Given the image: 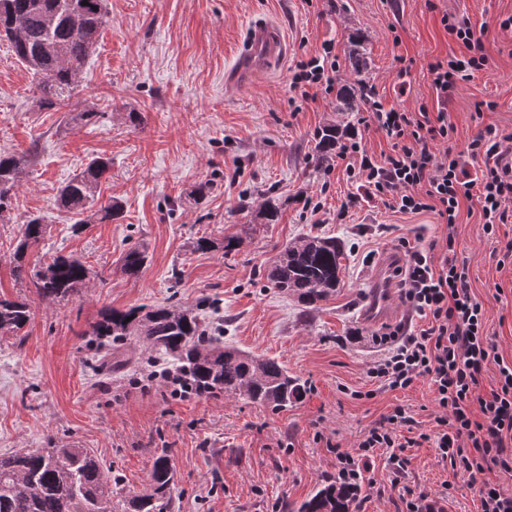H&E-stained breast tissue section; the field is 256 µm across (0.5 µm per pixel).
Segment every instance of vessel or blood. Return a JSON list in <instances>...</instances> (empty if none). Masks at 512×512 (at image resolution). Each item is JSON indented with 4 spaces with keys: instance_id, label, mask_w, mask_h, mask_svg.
<instances>
[{
    "instance_id": "1",
    "label": "vessel or blood",
    "mask_w": 512,
    "mask_h": 512,
    "mask_svg": "<svg viewBox=\"0 0 512 512\" xmlns=\"http://www.w3.org/2000/svg\"><path fill=\"white\" fill-rule=\"evenodd\" d=\"M288 53V44L272 22L254 23L237 50L236 64L225 76L232 87L249 84L253 78L273 71Z\"/></svg>"
}]
</instances>
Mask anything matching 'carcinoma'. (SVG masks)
<instances>
[{
    "label": "carcinoma",
    "instance_id": "carcinoma-1",
    "mask_svg": "<svg viewBox=\"0 0 512 512\" xmlns=\"http://www.w3.org/2000/svg\"><path fill=\"white\" fill-rule=\"evenodd\" d=\"M110 22L106 0H0V38H5L16 59L31 71L39 104L54 109L75 94L81 69ZM365 82L336 86V99L345 109L357 106ZM347 130L327 123L317 130L316 155L320 164H331ZM24 160L0 152V213L9 209L11 192L22 173ZM111 161L95 158L86 169L60 189L56 205L88 219L110 221L122 213V204L111 200L97 206V189L109 173ZM47 224L38 215L21 226L14 252L15 271L23 273L29 246L46 234ZM345 251L334 237L305 236L286 246L267 270V279L279 292L297 298L313 309L336 295ZM146 256L137 248L124 257L123 270L136 278ZM90 279L89 269L64 254L33 271L32 287L41 300L68 301ZM29 301L0 297V335L17 336L29 323ZM206 326L191 309L158 305L113 309L92 327L97 342L98 366L119 371L129 364L126 346L135 336L146 348L175 364L197 386L207 391L238 394L273 411L300 402L307 383L288 374L273 359H262L222 345V338L206 335ZM174 471L166 453L155 460L148 487L124 493L112 487L97 456L88 448H34L0 453V512H172ZM358 490L334 479L326 481L290 512H357Z\"/></svg>",
    "mask_w": 512,
    "mask_h": 512
}]
</instances>
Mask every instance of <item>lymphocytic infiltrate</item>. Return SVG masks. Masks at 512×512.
Masks as SVG:
<instances>
[{"mask_svg":"<svg viewBox=\"0 0 512 512\" xmlns=\"http://www.w3.org/2000/svg\"><path fill=\"white\" fill-rule=\"evenodd\" d=\"M445 29L464 45L461 56H450L430 66L433 84L448 96L459 82L469 80L487 59L483 42L465 21L443 17ZM339 62L332 42L320 54L298 60L293 68L294 88L331 92ZM359 124H373L385 133L391 150L375 158L358 142L343 143L337 154L347 176L357 180L361 194L350 195L348 206L359 200L380 202L404 213H436L445 226L437 239L400 238L401 263L394 276L400 298L428 325L411 332L405 325L387 328L377 340L385 356L369 368L371 378L389 389H404L428 379L437 409L434 442L442 459L477 485L481 512H512L508 496L484 477L500 469L512 472V363L505 362L486 330V310L474 295L466 266L455 253L456 220L460 205L477 204L483 231L495 235L499 225L512 220V133L488 126L471 139L465 153L437 155L435 142L447 140L453 126L447 112H402L371 100L368 116ZM497 370V385L483 392L481 380L489 368ZM414 417L398 407L365 433L354 450H337V481L357 487L364 483L374 454L385 451L401 463L407 449L419 446L404 435Z\"/></svg>","mask_w":512,"mask_h":512,"instance_id":"lymphocytic-infiltrate-1","label":"lymphocytic infiltrate"}]
</instances>
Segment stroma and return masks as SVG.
Masks as SVG:
<instances>
[{
	"instance_id": "stroma-1",
	"label": "stroma",
	"mask_w": 512,
	"mask_h": 512,
	"mask_svg": "<svg viewBox=\"0 0 512 512\" xmlns=\"http://www.w3.org/2000/svg\"><path fill=\"white\" fill-rule=\"evenodd\" d=\"M110 22L90 54L70 105L39 106L30 72L0 42V151L26 165L11 206L0 214V295L27 298L32 315L23 339L0 335V453L28 448H89L104 474L127 492L147 487L156 457L167 453L176 474L174 512H284L336 475L331 444L356 448L363 434L395 407L409 408L417 432L436 431L433 388L421 379L390 390L370 378L380 356L373 333L412 317L387 282L388 311L369 315L375 272L390 265L399 238L441 236L432 212L395 213L363 201L337 213L358 185L342 165L316 166L315 133L328 121L349 125L335 94L302 99L291 88L297 60L336 44L339 76H353L348 38L365 37L366 81L385 107L446 110L464 150L479 129L512 131V0H107ZM470 23L488 63L442 102L429 66L465 48L444 29L442 15ZM279 25L288 42L280 66L243 88H226L224 72L256 20ZM495 102L477 114L476 105ZM99 112L86 123L81 110ZM138 113L130 121L129 113ZM111 159L100 203L123 202L118 219L82 224L60 210V188L96 157ZM210 189L195 201L198 184ZM275 197L281 214L267 224L259 211ZM321 210H306V198ZM44 216L45 238L30 249L33 269L62 253L91 271L80 294L62 303L33 298L17 277L13 253L22 224ZM307 235L339 239L348 256L336 296L314 309L279 293L266 278L272 258ZM213 241L211 250L194 245ZM242 237L235 250L224 248ZM144 247L139 277L121 256ZM456 255L486 310V329L512 362V258L487 238L477 207L462 202ZM219 299L224 343L271 358L308 383L301 402L275 412L241 396H171L156 379L153 356L135 349L137 364L109 375L91 369L88 331L104 310L138 306L196 307ZM398 468L379 455L363 484L358 512H401L403 488L428 489L444 512H480L467 483L434 442L409 449Z\"/></svg>"
}]
</instances>
